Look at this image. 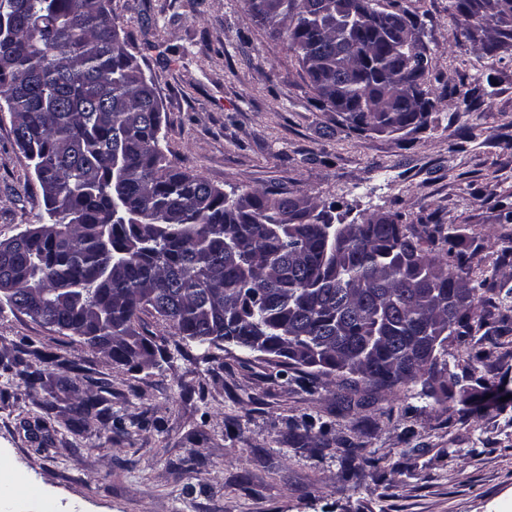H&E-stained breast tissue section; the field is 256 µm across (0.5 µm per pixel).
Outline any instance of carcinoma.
<instances>
[{
  "mask_svg": "<svg viewBox=\"0 0 512 512\" xmlns=\"http://www.w3.org/2000/svg\"><path fill=\"white\" fill-rule=\"evenodd\" d=\"M111 0H0V98L15 142L42 190L46 217L0 241V290L36 300L63 336L90 348L117 343L112 360L154 355L137 330L160 317L171 336L264 348L314 383L338 376L393 390L423 380L446 402L448 339L486 328L488 345L512 324L496 285L466 287L476 254L442 226L371 216L345 234L331 210L268 186L226 194L204 176L174 167L162 148L154 83L128 49ZM273 36H284L316 95L334 112L357 113L356 131L423 127L436 110L430 65L409 43L389 47L382 24L412 18L398 0H366L361 16L336 17L334 0H245ZM457 11L498 17L494 57L512 50V0H453ZM414 97L397 91L400 80ZM312 351L301 362L292 345ZM27 388L43 382L17 357ZM343 445L344 472L358 477L379 460L363 443Z\"/></svg>",
  "mask_w": 512,
  "mask_h": 512,
  "instance_id": "obj_1",
  "label": "carcinoma"
}]
</instances>
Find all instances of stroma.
<instances>
[{"mask_svg":"<svg viewBox=\"0 0 512 512\" xmlns=\"http://www.w3.org/2000/svg\"><path fill=\"white\" fill-rule=\"evenodd\" d=\"M423 25L437 110L424 127L354 131L317 106L284 38L245 0H112L130 50L159 93L169 161L224 192L275 185L335 204L343 223L396 214L443 225L480 259L512 305V53L484 55L463 31L493 34L452 0H401ZM180 55L159 56L158 45ZM479 88L467 104L454 89ZM41 188L0 112V240L38 224ZM165 354L124 366L28 315L0 308V469L18 492L0 512H512V357L471 369L451 399L418 382L364 392L345 408L337 381L302 385L296 370L244 349L175 342L143 315ZM74 360L43 367L28 389L9 364L24 349ZM493 383L487 396L480 381ZM107 390L110 418L73 422L74 406ZM121 420L115 430L113 420ZM362 442L378 467L346 478L340 452L293 437L301 420ZM412 428V441L403 431Z\"/></svg>","mask_w":512,"mask_h":512,"instance_id":"obj_1","label":"stroma"}]
</instances>
